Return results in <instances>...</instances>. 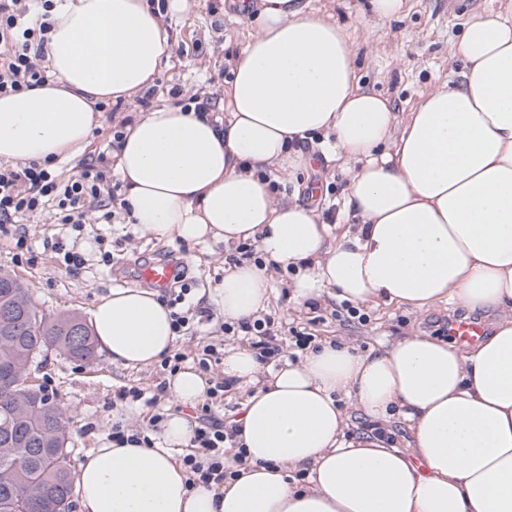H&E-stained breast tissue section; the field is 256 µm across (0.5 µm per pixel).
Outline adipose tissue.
Instances as JSON below:
<instances>
[{"instance_id": "1", "label": "adipose tissue", "mask_w": 512, "mask_h": 512, "mask_svg": "<svg viewBox=\"0 0 512 512\" xmlns=\"http://www.w3.org/2000/svg\"><path fill=\"white\" fill-rule=\"evenodd\" d=\"M257 28L224 85V119L165 103L125 127L115 151L130 220L156 239L258 242L267 258L224 271L209 296L224 318L264 312L269 263L294 268L296 303L327 289L357 304L424 310L456 301L495 316L464 352L430 336L360 353L326 341L297 363L224 349L245 394V462L188 487L176 455L196 423L161 424L147 448L104 441L77 466L79 512H512V16L475 15L452 45L459 78L406 120L359 88L346 30L301 0H260ZM40 87L0 96V163L80 155L103 115L155 86L172 45L145 0H59ZM335 135L351 176L349 224H330L272 182L309 167L300 150ZM111 362L146 367L176 336L158 293L116 288L90 310ZM345 393L373 421L398 414L406 449L348 435Z\"/></svg>"}]
</instances>
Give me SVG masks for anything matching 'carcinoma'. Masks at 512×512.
<instances>
[{
	"label": "carcinoma",
	"mask_w": 512,
	"mask_h": 512,
	"mask_svg": "<svg viewBox=\"0 0 512 512\" xmlns=\"http://www.w3.org/2000/svg\"><path fill=\"white\" fill-rule=\"evenodd\" d=\"M10 283L0 285V326L9 321L17 336L0 334V444L9 437L16 445L0 453V512H56L72 489L71 470L63 461L69 448H43L48 434L66 436L62 410L46 394L37 408L20 412L25 401V365L29 356H39L54 347L68 358L93 361L97 357L94 335L85 322L76 342L71 336L77 316L49 319L31 303L28 288L18 278L0 270Z\"/></svg>",
	"instance_id": "carcinoma-1"
}]
</instances>
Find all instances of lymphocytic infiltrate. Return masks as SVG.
Instances as JSON below:
<instances>
[{
	"mask_svg": "<svg viewBox=\"0 0 512 512\" xmlns=\"http://www.w3.org/2000/svg\"><path fill=\"white\" fill-rule=\"evenodd\" d=\"M55 0H0V95L41 86L47 78L43 63L47 35L52 29ZM113 184L102 162L93 161L68 180H59L51 166L31 161L0 164V236L11 238L20 254L32 246L17 220L50 212L55 223L84 231L87 206L115 200ZM225 334L243 336L261 362L284 351L271 318H242L224 322ZM226 384L216 382L201 406L202 424L195 430L194 450L183 458L189 486L223 483L230 472L224 467L227 448L235 444V426L212 417V405L223 399Z\"/></svg>",
	"mask_w": 512,
	"mask_h": 512,
	"instance_id": "lymphocytic-infiltrate-1",
	"label": "lymphocytic infiltrate"
}]
</instances>
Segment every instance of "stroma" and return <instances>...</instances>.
Here are the masks:
<instances>
[{
	"label": "stroma",
	"instance_id": "1",
	"mask_svg": "<svg viewBox=\"0 0 512 512\" xmlns=\"http://www.w3.org/2000/svg\"><path fill=\"white\" fill-rule=\"evenodd\" d=\"M309 10L344 26L354 48L356 76L362 88L386 97L399 118H406L434 86L447 81L461 69L452 56L451 43L459 37L467 19L476 12L512 14V0H403L402 11L392 18L378 20L370 0H303ZM173 51L153 89L152 104L169 102L174 91L183 95L211 97V110L223 117L224 101L219 93L230 80L234 60L254 32L249 16L239 15L234 0H185L181 11L164 16ZM131 104H121L106 113L80 158L58 162L55 172L61 178L76 174L81 163L111 156L115 149L112 135L123 121L137 115ZM333 137L323 133L309 141L316 158L311 168L297 172L277 188L291 195L301 189L302 201L316 205L328 223L345 221L344 196L349 174L331 160ZM91 224L83 235L70 225L52 223L49 215L24 218L23 227L33 244L34 261L18 262L12 239L0 238V268L14 273L30 290L32 303L49 316L76 313L89 317L96 300L115 288H133L142 263L167 258L176 253L182 269L196 284L194 300L206 309L207 299L223 279L227 265L237 262L236 248L220 243L190 244L185 241L156 240L138 226L127 222L117 206L92 210ZM74 244L86 262L72 273L58 264L53 245L56 241ZM113 257L111 265L99 260L100 251ZM291 271L278 270L273 284L268 315L282 322H297L314 334L316 342L344 341L366 352L383 349L392 340L418 334L442 337L449 317L465 314V307L445 302L422 311H409L393 305L362 306L366 322L347 319L342 303L333 297L321 299L318 306L299 305L291 298L288 283ZM223 316L203 321L190 336L177 338L175 349L185 363L198 366L201 346L233 344V337L221 329ZM29 376L41 386L51 387L53 398L62 408L72 453L70 465L91 449L100 447L114 422L129 430L152 433L150 418L155 412L181 411V404L166 391L168 374L160 365L129 368L99 355L91 363L66 358L55 350L42 353L29 369ZM136 387L146 396H157L156 406L137 402V414L115 405L121 387Z\"/></svg>",
	"mask_w": 512,
	"mask_h": 512
}]
</instances>
